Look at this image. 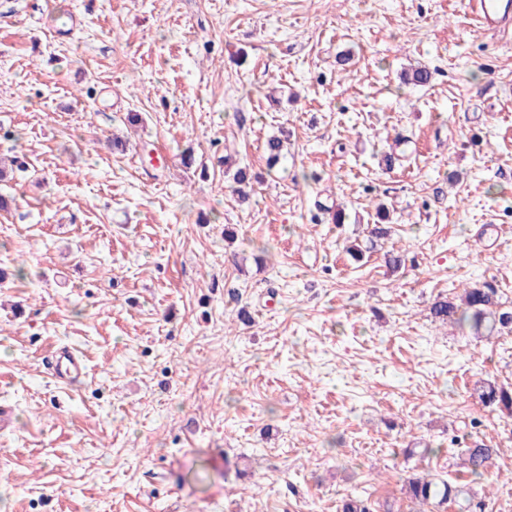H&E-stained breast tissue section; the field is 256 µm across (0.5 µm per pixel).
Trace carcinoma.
<instances>
[{"mask_svg":"<svg viewBox=\"0 0 512 512\" xmlns=\"http://www.w3.org/2000/svg\"><path fill=\"white\" fill-rule=\"evenodd\" d=\"M269 164H277L283 156L284 140L271 136L265 143ZM461 303L448 297L437 298L430 307L433 318L441 321L467 323L475 331L485 329L488 334L512 333V307L500 301L499 289L492 281H484L463 289ZM485 406H502L512 411V390L492 382L482 385L479 393ZM498 449L480 445L460 449L463 465L469 470L472 482L483 479L488 463L497 455ZM406 491L409 497L419 505L416 512H425L429 503L438 505L449 501L459 503L460 512H486L485 501L471 488L455 486L445 479L432 474H418L408 478Z\"/></svg>","mask_w":512,"mask_h":512,"instance_id":"obj_1","label":"carcinoma"}]
</instances>
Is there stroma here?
Masks as SVG:
<instances>
[{
  "label": "stroma",
  "mask_w": 512,
  "mask_h": 512,
  "mask_svg": "<svg viewBox=\"0 0 512 512\" xmlns=\"http://www.w3.org/2000/svg\"><path fill=\"white\" fill-rule=\"evenodd\" d=\"M14 158L0 512H412L410 475L468 482L454 441L497 449L478 488L512 512V413L477 392L512 385V334L429 311L485 279L512 302V29L467 0H0ZM380 204L392 235L355 262ZM51 374L57 382L63 385L86 374V364L83 356L68 347H59L51 355Z\"/></svg>",
  "instance_id": "stroma-1"
}]
</instances>
